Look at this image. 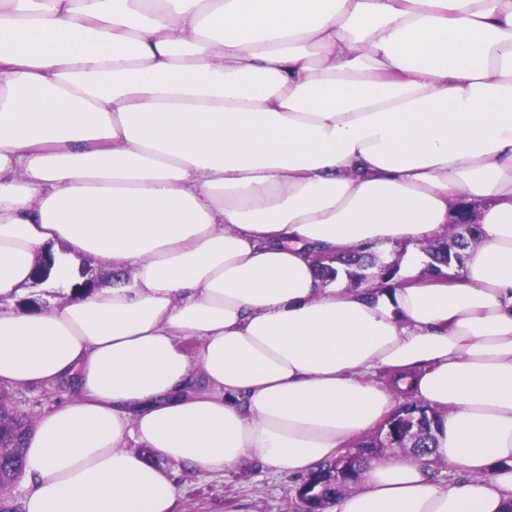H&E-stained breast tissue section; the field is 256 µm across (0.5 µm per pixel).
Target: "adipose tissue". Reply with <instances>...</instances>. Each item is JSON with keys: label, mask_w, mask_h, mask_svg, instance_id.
<instances>
[{"label": "adipose tissue", "mask_w": 512, "mask_h": 512, "mask_svg": "<svg viewBox=\"0 0 512 512\" xmlns=\"http://www.w3.org/2000/svg\"><path fill=\"white\" fill-rule=\"evenodd\" d=\"M461 203V276H422ZM397 245L398 282L321 272ZM1 384L68 390L24 512H173V463L306 478L405 402L434 452L336 512H507L512 0H0ZM84 272V276L81 275ZM76 273L84 280L98 286L111 285L115 281V273L103 262L92 256H85L76 267ZM25 288V294L21 300H25L33 305L41 306L43 308H49L50 299H56L63 296L61 290L42 289L51 288L48 287L46 281L38 283L33 282Z\"/></svg>", "instance_id": "obj_1"}]
</instances>
